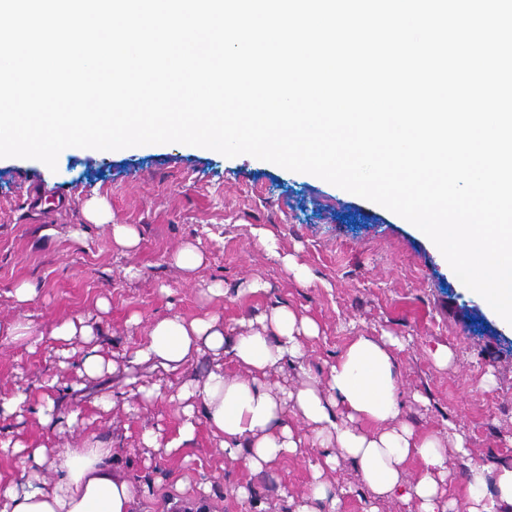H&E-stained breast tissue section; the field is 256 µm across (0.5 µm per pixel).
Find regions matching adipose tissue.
<instances>
[{"mask_svg": "<svg viewBox=\"0 0 512 512\" xmlns=\"http://www.w3.org/2000/svg\"><path fill=\"white\" fill-rule=\"evenodd\" d=\"M257 323V329L230 338L215 313L193 320L169 314L150 322L148 339L134 351L133 363L176 372L203 354L218 362L228 354L246 374L230 376L218 365L203 381L182 383L170 396L182 414L177 436L162 444L154 431H146V447L179 453L195 440L203 424L225 456L244 458L250 468L261 469L311 442L320 446L322 460L312 469L308 502L295 512H321V503L328 500L324 476L335 469L340 455L355 463L375 498H400L413 503L415 512H454L455 501L443 498L448 479L444 445L436 436L415 434L400 420L391 354L395 339L357 336L328 365L324 388L308 384L275 391L265 381L268 372L299 363L304 356L302 340L316 335L317 327L285 305L259 316ZM51 336L81 342L82 377L98 379L117 367L97 344L90 320L60 321ZM30 407L43 424L54 422L71 432L79 425L78 412L57 414L48 393L35 401L18 393L0 405V414H20ZM0 450L18 459L17 475L0 474V512H132L134 487L114 467L111 449L101 443L51 449L4 441ZM411 458L421 467L409 482L404 465ZM469 471L473 489L467 494L465 512H512V467L490 475L485 466L470 463ZM489 480L495 487L491 499L478 491Z\"/></svg>", "mask_w": 512, "mask_h": 512, "instance_id": "adipose-tissue-1", "label": "adipose tissue"}]
</instances>
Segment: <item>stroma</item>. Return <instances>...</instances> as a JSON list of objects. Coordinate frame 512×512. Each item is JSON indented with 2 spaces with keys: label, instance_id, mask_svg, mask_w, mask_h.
Returning <instances> with one entry per match:
<instances>
[{
  "label": "stroma",
  "instance_id": "stroma-1",
  "mask_svg": "<svg viewBox=\"0 0 512 512\" xmlns=\"http://www.w3.org/2000/svg\"><path fill=\"white\" fill-rule=\"evenodd\" d=\"M69 193L42 225L25 202L32 181ZM104 199L112 221L138 228L128 252L105 227L89 223L83 206ZM82 229V239L69 231ZM267 232L278 246L270 255L259 241ZM193 243L205 262L188 273L173 257ZM291 256L311 273L294 279L282 262ZM136 268L137 277L126 274ZM266 291L250 293L253 278ZM224 284L223 296L205 299L207 284ZM29 282L37 294L16 307L11 294ZM106 308H99V301ZM288 304L314 320L318 336L305 339L302 365L270 372L269 383L299 386L322 378L327 362L357 335H389L405 342L395 352L404 423L417 434L463 432L474 461L512 465V329L502 326L442 263L412 225L388 209L324 180L239 155L163 144L151 152L83 151L49 169L37 160L0 158V320L27 316L43 337L36 352L0 336V400L56 382V407L77 409V433L42 425L34 413L0 417V440L19 439L50 448L97 439L111 445L113 460L133 484L137 512H174L173 502L210 488L212 512H294L309 495L319 447L308 445L287 460L253 471L224 456L207 428H199L183 453L147 448L144 431L162 440L176 436L181 416L168 395L126 411L124 393L135 385L169 381L168 373L130 363L145 343L151 319L172 313L192 319L214 312L228 331H249L250 319ZM92 316L99 340L118 366L103 380L79 378L76 365L60 367L56 322ZM453 354L448 365L433 354ZM116 404L103 410L102 398ZM338 512H414L398 499L372 502L352 462L339 459L327 472Z\"/></svg>",
  "mask_w": 512,
  "mask_h": 512
}]
</instances>
